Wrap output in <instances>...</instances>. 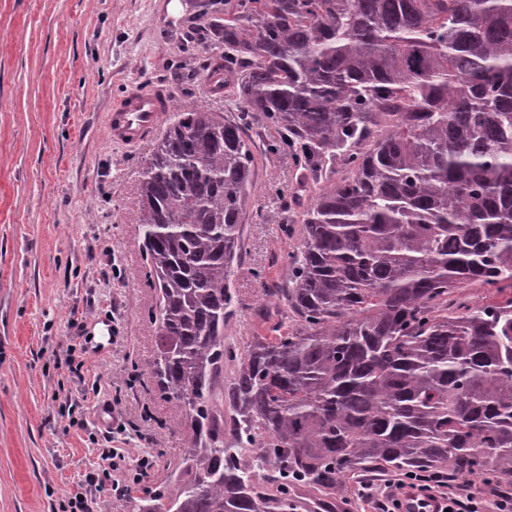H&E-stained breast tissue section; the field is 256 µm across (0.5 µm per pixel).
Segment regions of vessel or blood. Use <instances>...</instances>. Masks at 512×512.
<instances>
[{"label": "vessel or blood", "instance_id": "b4317fda", "mask_svg": "<svg viewBox=\"0 0 512 512\" xmlns=\"http://www.w3.org/2000/svg\"><path fill=\"white\" fill-rule=\"evenodd\" d=\"M167 96L156 90L135 89L115 100L107 114L106 132L110 141L133 149L167 123ZM400 512H440L438 501L415 490L408 491Z\"/></svg>", "mask_w": 512, "mask_h": 512}]
</instances>
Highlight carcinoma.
<instances>
[{
    "mask_svg": "<svg viewBox=\"0 0 512 512\" xmlns=\"http://www.w3.org/2000/svg\"><path fill=\"white\" fill-rule=\"evenodd\" d=\"M200 8L196 70L279 128L312 193L282 208L289 329L219 392L255 156L241 122L173 105L139 224L152 371L195 448L143 512H336L370 470L512 478V0Z\"/></svg>",
    "mask_w": 512,
    "mask_h": 512,
    "instance_id": "carcinoma-1",
    "label": "carcinoma"
}]
</instances>
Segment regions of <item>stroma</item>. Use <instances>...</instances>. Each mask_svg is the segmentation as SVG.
I'll return each instance as SVG.
<instances>
[{
    "label": "stroma",
    "mask_w": 512,
    "mask_h": 512,
    "mask_svg": "<svg viewBox=\"0 0 512 512\" xmlns=\"http://www.w3.org/2000/svg\"><path fill=\"white\" fill-rule=\"evenodd\" d=\"M197 3L0 0V512H71L79 492L93 512H139L146 494L183 478L192 434L150 369L158 298L138 224L150 147L113 145L105 117L136 87L241 116L204 77L174 79L203 53L184 36ZM244 119L256 184L224 323V347L239 353L281 321L268 290L302 237L277 218L298 187L293 156L263 115ZM96 321L112 325L107 349ZM108 432L124 460L95 489L85 477L101 469ZM395 477L366 473L343 512H373Z\"/></svg>",
    "instance_id": "1"
}]
</instances>
